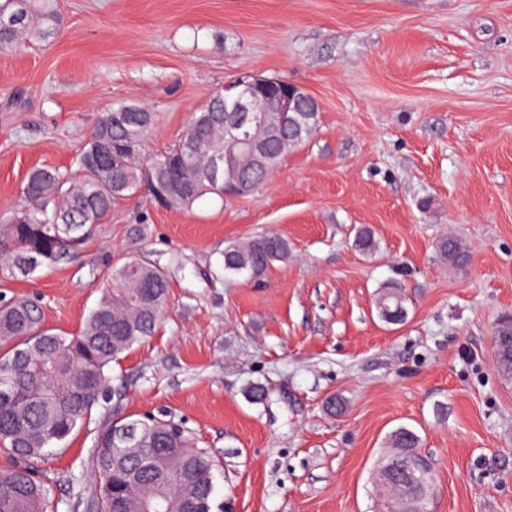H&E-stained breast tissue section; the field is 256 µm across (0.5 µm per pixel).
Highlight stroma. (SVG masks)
Returning <instances> with one entry per match:
<instances>
[{"label":"stroma","instance_id":"stroma-1","mask_svg":"<svg viewBox=\"0 0 512 512\" xmlns=\"http://www.w3.org/2000/svg\"><path fill=\"white\" fill-rule=\"evenodd\" d=\"M50 44L0 53V217L36 167H72L99 118L155 113L148 154L242 73L305 88L312 138L252 194L166 209L117 202L78 253L0 305L75 333L109 268L169 280L157 332L113 365V397L40 462L48 512H85L94 428L165 414L208 449L221 512H373L374 473L405 426L436 476L433 512H512V380L493 333L512 317V0H59ZM371 230L375 252L355 245ZM273 233L259 278L225 247ZM456 236L470 265L446 264ZM397 283L407 317L376 301ZM266 392L253 401L252 386Z\"/></svg>","mask_w":512,"mask_h":512}]
</instances>
